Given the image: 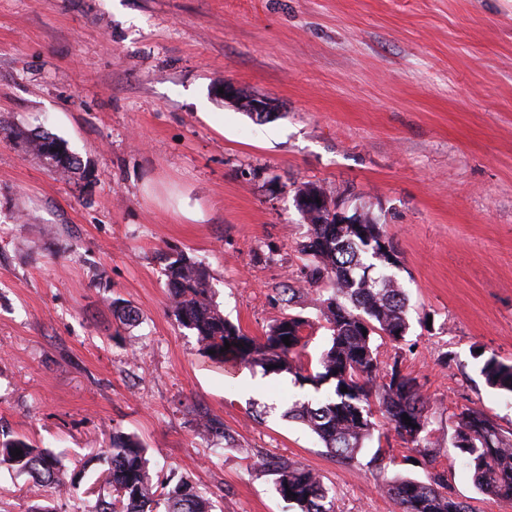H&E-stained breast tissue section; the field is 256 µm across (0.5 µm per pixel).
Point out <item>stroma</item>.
I'll return each instance as SVG.
<instances>
[{
    "label": "stroma",
    "mask_w": 512,
    "mask_h": 512,
    "mask_svg": "<svg viewBox=\"0 0 512 512\" xmlns=\"http://www.w3.org/2000/svg\"><path fill=\"white\" fill-rule=\"evenodd\" d=\"M227 81L283 118L226 102ZM0 121L60 137L86 170L62 179L0 138V429L57 453L63 479L117 428L144 443L151 476L192 480L213 512H286L270 456L318 473L336 512H398L377 441L338 461L287 417L292 375L210 359L170 311L163 258L182 252L245 334L312 321L317 358L329 292L306 281L294 204L314 182L394 242L410 329L380 358L402 351L423 383L451 492L512 512L448 446L463 405L512 429V394L475 357L512 360V0H0ZM117 298L139 325L117 326ZM94 499L0 467V512Z\"/></svg>",
    "instance_id": "1"
}]
</instances>
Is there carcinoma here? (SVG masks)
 <instances>
[{
  "label": "carcinoma",
  "instance_id": "1",
  "mask_svg": "<svg viewBox=\"0 0 512 512\" xmlns=\"http://www.w3.org/2000/svg\"><path fill=\"white\" fill-rule=\"evenodd\" d=\"M0 134L25 140L28 155L47 162L61 176L84 173L79 157L65 140L47 132L6 128ZM305 197L314 215L300 211L307 224L301 254L307 260L309 280L328 283L331 295L322 302L330 342L316 360L304 359L309 321L288 314L271 325L264 336L244 334L227 321L212 302L206 268L180 253L164 260L171 310L176 323L192 331L210 358L232 361L265 374L288 373L300 388H312L315 396L297 400L288 417L304 424L335 458L352 461L372 440L375 413L387 428L378 437L394 432L415 453L427 472V480L387 478L396 457L377 448L371 464L381 477L378 488L391 498L399 512H471L469 504L448 491L445 471L436 466L435 443L427 397L418 377L403 372L399 362L381 366L375 338L392 343L404 340L410 327L406 293L388 273L391 264L379 254L383 225L364 215L354 224H321L320 214L336 205L322 187L307 182L296 188L294 198ZM114 317L133 326L140 313L126 301H112ZM289 337L290 345L283 343ZM230 347H225V344ZM487 385L512 394V362L492 355L481 367ZM408 415L411 424L403 421ZM456 428L449 440L480 490L512 502V430L506 431L483 410L463 406L455 414ZM22 450L18 457L15 450ZM105 465L89 480L100 489H112V498L99 496L90 512H211L205 489L187 479L152 483L147 448L135 436L112 432L110 445L96 454ZM29 474L43 486L55 483L58 459L20 437L0 440V467ZM274 472V489L294 512H335L333 497L322 478L288 458L264 459Z\"/></svg>",
  "mask_w": 512,
  "mask_h": 512
}]
</instances>
